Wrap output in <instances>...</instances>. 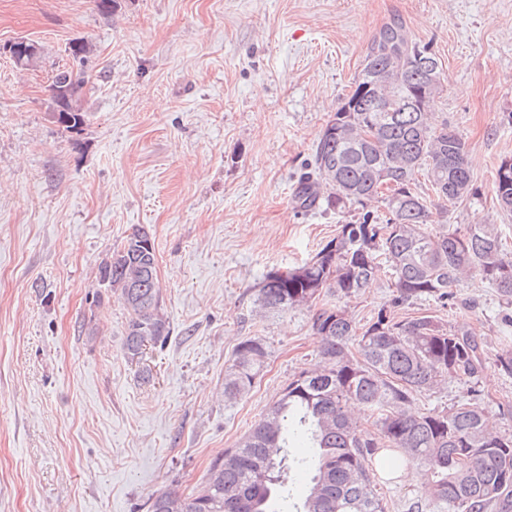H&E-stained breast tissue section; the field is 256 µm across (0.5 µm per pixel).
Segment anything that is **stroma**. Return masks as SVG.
<instances>
[{"label":"stroma","mask_w":512,"mask_h":512,"mask_svg":"<svg viewBox=\"0 0 512 512\" xmlns=\"http://www.w3.org/2000/svg\"><path fill=\"white\" fill-rule=\"evenodd\" d=\"M402 23L435 53L431 109L465 141L476 191L438 201L432 229L491 224L512 246L493 180L512 156V0H0V48L39 49L17 67L0 51V512H138L157 489L197 492L294 375L319 361L311 312L261 308L258 286L310 259L357 211L296 208L298 180L380 29ZM81 40L80 133L49 114V86ZM156 248L165 347L123 351L128 311L96 301L97 273L136 228ZM396 294L380 266L345 305L367 324ZM429 314L483 348L475 377L416 396L423 413L477 390L512 434V376L495 354L512 304L481 272ZM265 341L262 376L234 404L224 371L237 345ZM153 378L143 383L142 369ZM386 512L424 499L422 477H376Z\"/></svg>","instance_id":"35a3bbf8"}]
</instances>
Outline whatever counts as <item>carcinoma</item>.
<instances>
[{
	"mask_svg": "<svg viewBox=\"0 0 512 512\" xmlns=\"http://www.w3.org/2000/svg\"><path fill=\"white\" fill-rule=\"evenodd\" d=\"M438 60L410 39L403 24L383 27L354 79L351 92L330 116L294 195L304 210L341 212L382 199L386 215L372 211L339 226L310 260L265 276L261 306L284 311L311 306L323 291L338 299L358 295L375 268L388 264L397 295L376 319L360 327L341 306L320 308L311 317L321 338V361L283 389L239 445L216 456L206 485L197 494L174 489L152 493L141 512H384L375 492L373 461L390 453L397 466L425 468L428 502L445 512H512V435L493 430L477 395L422 415L411 412L415 396L435 389L441 376L473 377L482 363L479 345L466 331L447 329L435 316L399 319L392 309L414 300H448V288L479 268L498 294L512 301V251L490 224L434 234L431 211L415 191L423 172L442 203L473 193L465 142L450 126L430 125L428 110L443 84L431 80ZM390 83L370 88L371 74ZM85 82L72 68L57 71L50 92L56 123L79 133L86 113L79 104ZM500 208L512 213V159L494 179ZM106 293L129 311L123 349L130 359L166 341L169 323L160 308L157 258L152 238L136 229L99 266ZM267 355L259 338L240 342L224 371V398L247 395ZM366 411L371 428L350 408ZM302 438L309 455L288 460V448ZM309 475L304 501H291L288 471Z\"/></svg>",
	"mask_w": 512,
	"mask_h": 512,
	"instance_id": "carcinoma-1",
	"label": "carcinoma"
}]
</instances>
